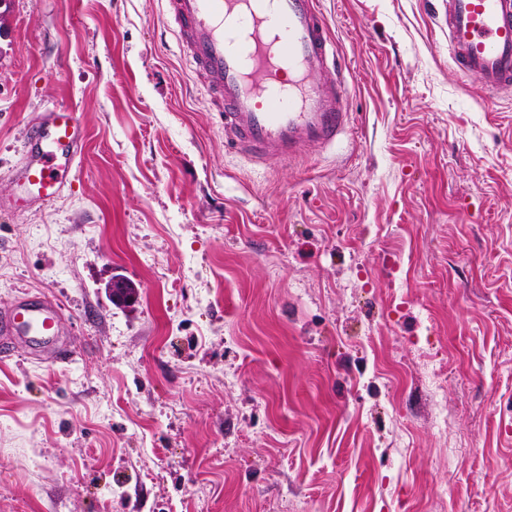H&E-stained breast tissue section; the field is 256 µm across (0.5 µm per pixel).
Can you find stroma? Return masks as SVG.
Instances as JSON below:
<instances>
[{"instance_id": "stroma-1", "label": "stroma", "mask_w": 512, "mask_h": 512, "mask_svg": "<svg viewBox=\"0 0 512 512\" xmlns=\"http://www.w3.org/2000/svg\"><path fill=\"white\" fill-rule=\"evenodd\" d=\"M320 8L346 130L257 163L166 0H0V311L52 303L66 351L0 350V512H512V92L442 0ZM83 139L76 113L68 107L48 112L33 127L14 172L16 185L25 193L28 204L43 205L59 196Z\"/></svg>"}]
</instances>
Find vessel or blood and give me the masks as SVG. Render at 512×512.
I'll list each match as a JSON object with an SVG mask.
<instances>
[{
	"mask_svg": "<svg viewBox=\"0 0 512 512\" xmlns=\"http://www.w3.org/2000/svg\"><path fill=\"white\" fill-rule=\"evenodd\" d=\"M458 69L484 89L512 88V0H446ZM177 40L224 119V136L258 157L333 145L347 124L336 46L319 0H168ZM75 112L31 130L14 176L28 204L59 196L82 147ZM56 311L25 301L0 312V342L60 357Z\"/></svg>",
	"mask_w": 512,
	"mask_h": 512,
	"instance_id": "b4317fda",
	"label": "vessel or blood"
}]
</instances>
